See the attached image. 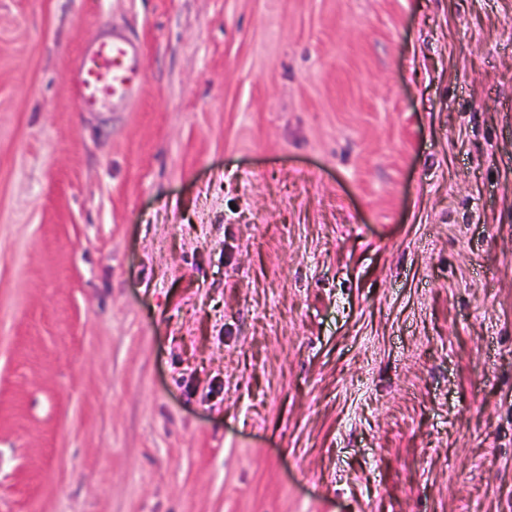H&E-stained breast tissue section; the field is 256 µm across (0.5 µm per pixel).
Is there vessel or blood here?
<instances>
[{"label": "vessel or blood", "mask_w": 512, "mask_h": 512, "mask_svg": "<svg viewBox=\"0 0 512 512\" xmlns=\"http://www.w3.org/2000/svg\"><path fill=\"white\" fill-rule=\"evenodd\" d=\"M141 42L124 27L105 25L100 36L81 48L69 69L77 105L85 112L129 108L143 89Z\"/></svg>", "instance_id": "b4317fda"}]
</instances>
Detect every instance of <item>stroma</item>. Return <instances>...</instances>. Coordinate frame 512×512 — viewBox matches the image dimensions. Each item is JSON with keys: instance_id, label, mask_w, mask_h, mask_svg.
I'll return each instance as SVG.
<instances>
[{"instance_id": "35a3bbf8", "label": "stroma", "mask_w": 512, "mask_h": 512, "mask_svg": "<svg viewBox=\"0 0 512 512\" xmlns=\"http://www.w3.org/2000/svg\"><path fill=\"white\" fill-rule=\"evenodd\" d=\"M0 512H512V0H0ZM141 42L124 27L107 24L100 36L81 48L69 69V79L84 112L129 108L143 89Z\"/></svg>"}]
</instances>
